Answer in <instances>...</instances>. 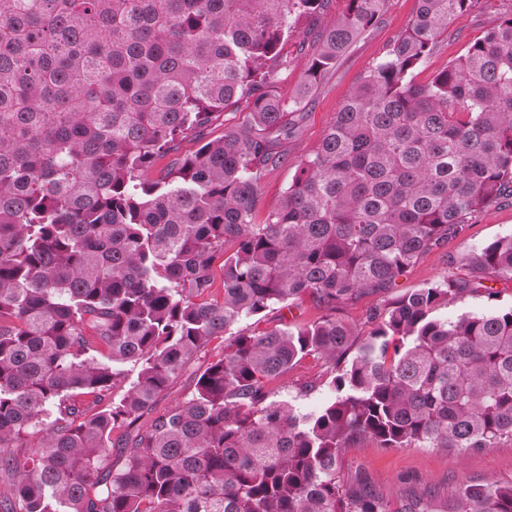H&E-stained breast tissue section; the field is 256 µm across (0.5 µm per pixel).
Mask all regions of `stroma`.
<instances>
[{
	"label": "stroma",
	"mask_w": 512,
	"mask_h": 512,
	"mask_svg": "<svg viewBox=\"0 0 512 512\" xmlns=\"http://www.w3.org/2000/svg\"><path fill=\"white\" fill-rule=\"evenodd\" d=\"M346 7V0H330L324 14L307 28V48H300L298 38L290 39L284 48L288 64L279 70L274 85L277 94L285 98L295 94L309 65L311 42L342 15ZM416 9L417 0H388L383 23L356 41L337 61L335 69L319 81L309 98L299 135L284 145L287 161L267 169L262 176L256 222H263L267 213L278 206L299 162L321 142L326 128L357 79L382 57L393 38L413 18ZM509 11H512V0H480L473 11L459 15L441 37L437 51L415 71V81L427 83L448 63L463 55L471 42L480 38ZM510 234L512 202L491 205L473 217L463 233L449 238L443 247L425 254L405 277L399 279L398 288L402 291L414 289L461 274L481 246ZM494 288L496 294L492 297L482 293L460 295L448 308L442 309V316L455 318L469 312L489 313L512 306V282H498ZM223 352V340L213 341L194 359L187 372L159 396L158 409L173 407L187 399L194 389L196 374ZM320 371L321 366L317 362L303 361L283 379L274 382L278 399L294 398L305 410L318 409L328 399L327 391L321 389L302 398L297 392L315 382ZM359 474L366 475L378 491L393 498L429 487L448 499L453 497L459 482L465 478L511 481L512 441L469 452L440 448H381L364 441L344 451L340 468V476L347 482Z\"/></svg>",
	"instance_id": "1"
}]
</instances>
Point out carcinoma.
I'll return each mask as SVG.
<instances>
[{"label":"carcinoma","instance_id":"carcinoma-1","mask_svg":"<svg viewBox=\"0 0 512 512\" xmlns=\"http://www.w3.org/2000/svg\"><path fill=\"white\" fill-rule=\"evenodd\" d=\"M418 2L257 224L308 90L387 0H348L288 100L283 49L329 0H0V512H512V481L464 480L445 501L338 476L364 440L512 439V307L438 315L512 281V235L481 247L473 274L374 307L367 329L336 317L512 201V12L417 84L480 0ZM239 105L241 125L146 177ZM305 294L319 320L244 327ZM221 336L191 397L152 415ZM310 356L329 400L272 399Z\"/></svg>","mask_w":512,"mask_h":512}]
</instances>
